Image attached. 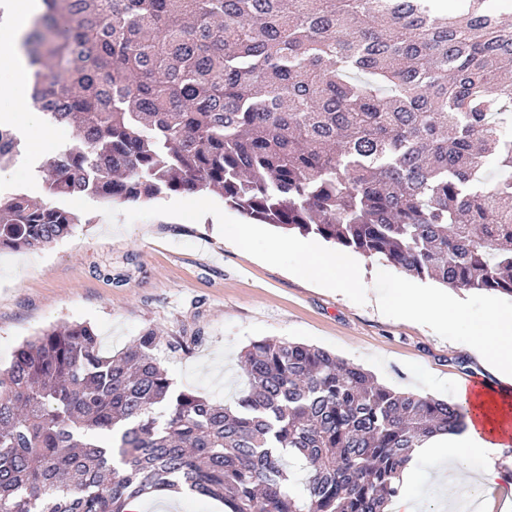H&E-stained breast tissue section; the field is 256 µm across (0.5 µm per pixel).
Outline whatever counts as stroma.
<instances>
[{"instance_id": "1", "label": "stroma", "mask_w": 512, "mask_h": 512, "mask_svg": "<svg viewBox=\"0 0 512 512\" xmlns=\"http://www.w3.org/2000/svg\"><path fill=\"white\" fill-rule=\"evenodd\" d=\"M176 194L141 204L93 197L67 199L85 216L64 239L41 250L0 251V367L27 337L64 322H87L109 351L130 345L147 327L161 339L199 335L186 352L157 356L175 390L216 402L244 385L240 356L254 341L289 340L329 351L371 373L379 383L437 399H454L461 382L477 380L472 324L512 298L446 288L401 274L384 260L351 253L370 287L368 296L319 287L296 273L302 254L273 252L280 229L257 225L240 246L233 237L244 216L222 198L203 195L207 213L168 210ZM450 297L467 308L468 326L431 328L398 320L380 295L398 286ZM414 482L403 485L415 512H440L448 485L424 457L414 458ZM145 512H224L220 501L160 491L144 497Z\"/></svg>"}]
</instances>
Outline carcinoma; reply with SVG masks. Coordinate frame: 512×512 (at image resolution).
I'll list each match as a JSON object with an SVG mask.
<instances>
[{
	"label": "carcinoma",
	"mask_w": 512,
	"mask_h": 512,
	"mask_svg": "<svg viewBox=\"0 0 512 512\" xmlns=\"http://www.w3.org/2000/svg\"><path fill=\"white\" fill-rule=\"evenodd\" d=\"M31 104L71 140L48 197L0 196V251L45 248L74 196L209 191L249 218L460 291L512 296V28L488 0H43ZM20 140L0 128V167ZM145 328L112 355L85 323L0 373V512H124L154 491L224 512H385L457 402L264 339L230 404L176 393ZM303 461L290 488L285 456Z\"/></svg>",
	"instance_id": "carcinoma-1"
}]
</instances>
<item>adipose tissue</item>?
I'll use <instances>...</instances> for the list:
<instances>
[{
	"mask_svg": "<svg viewBox=\"0 0 512 512\" xmlns=\"http://www.w3.org/2000/svg\"><path fill=\"white\" fill-rule=\"evenodd\" d=\"M43 10V0H11L7 12L0 16V127L21 136L27 129L16 124L14 105L28 99L34 88L33 69L27 63L23 42L32 19ZM297 248L305 256L301 274L307 280L346 292L360 289L356 267L345 255L325 250L314 240L301 241ZM390 308L401 319L439 326L467 319L460 304L437 303L409 288L401 289ZM473 333L477 337L473 351L481 364L498 377L512 375V311L492 313L487 322L474 326ZM456 399L469 409L463 432L435 435L420 453L433 460L436 476L480 488L496 485L500 477L496 459L512 442V395L485 385L473 389L463 383L457 388ZM468 457L481 460L477 472L464 468Z\"/></svg>",
	"mask_w": 512,
	"mask_h": 512,
	"instance_id": "ef3b65f1",
	"label": "adipose tissue"
}]
</instances>
